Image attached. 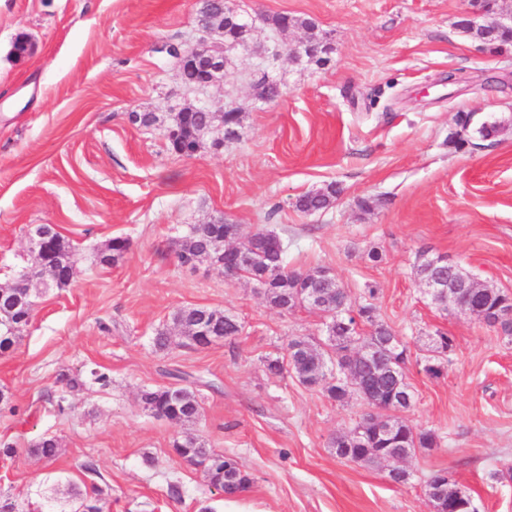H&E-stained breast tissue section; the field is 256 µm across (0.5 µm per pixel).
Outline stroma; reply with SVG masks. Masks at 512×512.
Segmentation results:
<instances>
[{
	"mask_svg": "<svg viewBox=\"0 0 512 512\" xmlns=\"http://www.w3.org/2000/svg\"><path fill=\"white\" fill-rule=\"evenodd\" d=\"M198 2L0 0V284L30 265L41 224L70 242L74 264L71 285L43 292L0 355V444L15 449L0 455V492L17 512H77L75 490L94 484L102 512H432L426 484L443 471L476 512H512V338L431 304L418 272L422 257L442 256L512 293V45L461 32L470 0H233L255 17L311 19L333 49L324 63L264 56L271 31L259 25L256 46L236 50L205 94L212 111L239 108L235 137L216 130L223 147L187 158L161 125L193 101L167 48L198 42ZM22 35L33 50L19 57ZM264 73L283 85L278 101L257 100ZM133 112L161 124H133ZM491 124L498 134L483 139ZM330 183L341 189L333 207L296 208ZM220 217L278 232L289 270H332L353 306H373L406 346V418L437 436L407 459L406 482L337 457L331 441L365 412L359 399L341 405L265 369L290 339L323 340L321 312L273 308L246 278L180 264L189 226ZM118 236L128 253L101 264ZM195 306L234 315L240 335L156 350L155 333ZM439 331L454 351L433 378L422 364ZM64 372L78 390L58 383ZM176 383L199 398L195 423L143 407L141 390ZM184 435L235 458L248 488L224 498L172 453ZM43 437L58 441L55 462L31 453Z\"/></svg>",
	"mask_w": 512,
	"mask_h": 512,
	"instance_id": "35a3bbf8",
	"label": "stroma"
}]
</instances>
